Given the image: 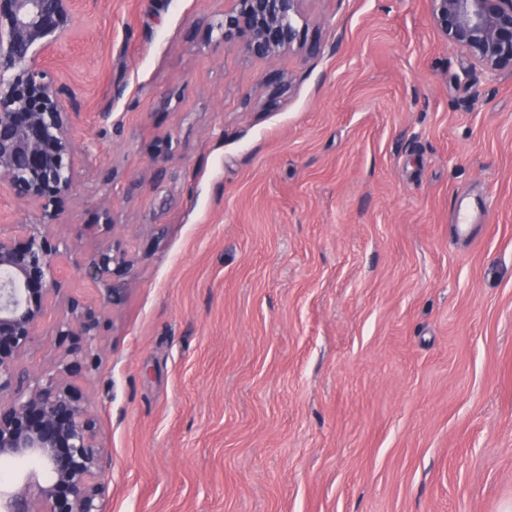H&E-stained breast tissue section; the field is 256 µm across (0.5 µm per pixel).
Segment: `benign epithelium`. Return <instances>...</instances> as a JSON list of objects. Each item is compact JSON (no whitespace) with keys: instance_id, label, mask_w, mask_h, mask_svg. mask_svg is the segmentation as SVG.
I'll return each mask as SVG.
<instances>
[{"instance_id":"benign-epithelium-1","label":"benign epithelium","mask_w":512,"mask_h":512,"mask_svg":"<svg viewBox=\"0 0 512 512\" xmlns=\"http://www.w3.org/2000/svg\"><path fill=\"white\" fill-rule=\"evenodd\" d=\"M226 2L217 27L244 56L271 61L303 47L295 20L304 0ZM429 2L449 44L485 72L512 76V0ZM82 10V0H0V190L41 213L35 223L0 224V460L36 464L0 487V512H106L107 463L79 382L93 366L101 322L122 300L114 275L130 268L127 254L100 251L83 267L99 300L69 296L66 315L51 319L62 243L48 229L75 177L65 90L53 83L47 55L75 34ZM37 336L54 337L61 354L33 371L24 356Z\"/></svg>"}]
</instances>
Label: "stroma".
<instances>
[{
  "label": "stroma",
  "instance_id": "obj_1",
  "mask_svg": "<svg viewBox=\"0 0 512 512\" xmlns=\"http://www.w3.org/2000/svg\"><path fill=\"white\" fill-rule=\"evenodd\" d=\"M223 11L85 0L50 59L54 277L132 261L82 381L108 512H512V77L429 0H305L269 62Z\"/></svg>",
  "mask_w": 512,
  "mask_h": 512
}]
</instances>
